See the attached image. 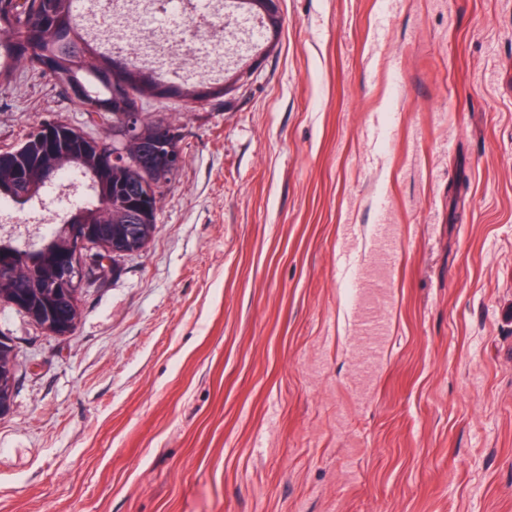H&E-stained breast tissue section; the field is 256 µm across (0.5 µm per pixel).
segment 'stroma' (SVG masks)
<instances>
[{
    "mask_svg": "<svg viewBox=\"0 0 512 512\" xmlns=\"http://www.w3.org/2000/svg\"><path fill=\"white\" fill-rule=\"evenodd\" d=\"M149 246L17 354L0 512H512V0H279ZM62 120L0 88V151ZM368 294L355 308L343 288Z\"/></svg>",
    "mask_w": 512,
    "mask_h": 512,
    "instance_id": "stroma-1",
    "label": "stroma"
}]
</instances>
